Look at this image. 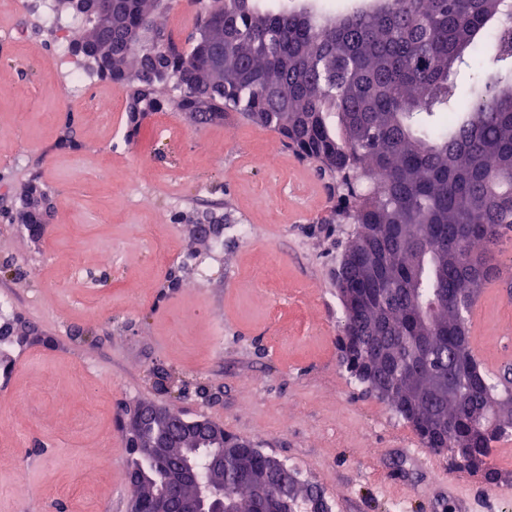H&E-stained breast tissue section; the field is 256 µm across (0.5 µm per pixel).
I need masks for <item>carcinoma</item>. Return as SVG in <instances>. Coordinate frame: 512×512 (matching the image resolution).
Segmentation results:
<instances>
[{
  "instance_id": "1",
  "label": "carcinoma",
  "mask_w": 512,
  "mask_h": 512,
  "mask_svg": "<svg viewBox=\"0 0 512 512\" xmlns=\"http://www.w3.org/2000/svg\"><path fill=\"white\" fill-rule=\"evenodd\" d=\"M157 0H112V27L83 15L73 44L92 40L110 64L102 79L142 87L139 107L161 112L165 93L194 128L238 118L277 133L317 164L337 198L323 224H349L336 267L343 306L341 363L362 384L373 378L420 442L442 454L456 442L470 462L487 464L512 435V389L483 373L470 345L468 316L496 255L512 241V17L508 0H375L344 13L311 3L273 8L261 0H223L205 14L209 41L176 42L158 27ZM473 70L456 96L451 74ZM47 188L33 182L11 223L32 230L49 217ZM200 240L218 235L197 220ZM35 331L0 324V371L9 347ZM495 420L470 424L477 405ZM128 471L153 469L133 487L142 508L171 484L180 449L160 448L155 463L139 453L151 426L125 425ZM226 432L224 503L228 512H290L320 493L274 472L256 448ZM213 479L208 458L170 494L171 506L194 483Z\"/></svg>"
}]
</instances>
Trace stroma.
I'll return each instance as SVG.
<instances>
[{
  "mask_svg": "<svg viewBox=\"0 0 512 512\" xmlns=\"http://www.w3.org/2000/svg\"><path fill=\"white\" fill-rule=\"evenodd\" d=\"M41 10L0 0V298L49 340L15 348L0 376V512H129L123 412L141 402L254 439L333 512H449L409 454L412 428L338 362L332 273L347 227L322 223L333 202L315 165L273 131L196 129L172 107L154 134L113 142L126 86L99 80L69 99ZM66 134L75 147H60ZM35 174L54 207L37 243L3 217ZM209 210L251 225L250 238L225 236L215 254L174 221ZM478 305L474 352L497 355L512 303ZM430 459L477 512H512V499L485 498L484 472Z\"/></svg>",
  "mask_w": 512,
  "mask_h": 512,
  "instance_id": "35a3bbf8",
  "label": "stroma"
}]
</instances>
